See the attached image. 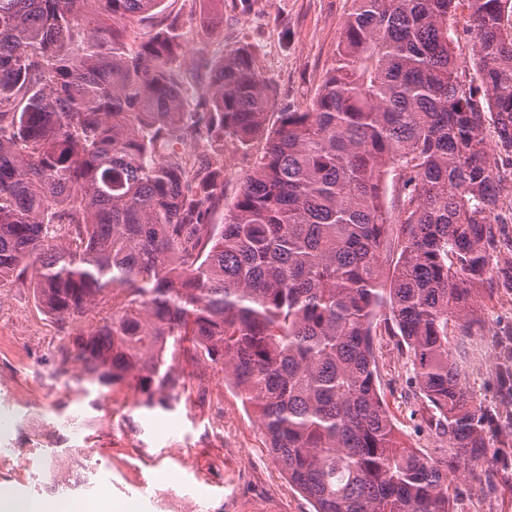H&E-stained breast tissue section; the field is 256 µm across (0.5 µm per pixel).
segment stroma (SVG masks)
<instances>
[{
	"instance_id": "obj_1",
	"label": "stroma",
	"mask_w": 512,
	"mask_h": 512,
	"mask_svg": "<svg viewBox=\"0 0 512 512\" xmlns=\"http://www.w3.org/2000/svg\"><path fill=\"white\" fill-rule=\"evenodd\" d=\"M350 0H163L162 15L178 17L186 55L181 64L193 83H207L212 64L226 50L246 46L271 85V109H302L317 95L334 61ZM253 155L224 154V199L210 221L220 224ZM492 297L478 300L480 325L473 336L450 334L449 345L464 373L468 394L489 408L499 429L488 440V459L472 464L473 478L449 483L457 512H512V396L502 392L489 363L512 346V274H495ZM68 326L45 319L29 284L0 288V500L62 503L66 494L38 492L42 459H18L28 435L17 421L32 406L45 419L46 444L65 437L96 463L83 501L108 497L138 503L140 512H313L265 446L255 415L230 387H222L223 423L198 391V379L220 372L217 364L179 362L185 386L170 411L135 409L136 392L124 385L44 388L54 370L55 346ZM373 346L380 390L400 436L435 460L447 443L427 424V401L410 381L396 337L377 330Z\"/></svg>"
}]
</instances>
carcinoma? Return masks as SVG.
<instances>
[{"mask_svg":"<svg viewBox=\"0 0 512 512\" xmlns=\"http://www.w3.org/2000/svg\"><path fill=\"white\" fill-rule=\"evenodd\" d=\"M163 0H0V287L30 281L67 337L57 371L128 382L173 409L171 361L222 364L314 512H455L448 471L484 460L448 331L512 270L493 214L512 157V0H470L467 79L448 19L462 0H351L305 110L272 112L244 47L189 90L175 17L137 47L118 25ZM99 4L112 28L83 21ZM262 144L224 197V146ZM393 176L399 193L388 205ZM398 337L448 458L405 446L380 395L373 332Z\"/></svg>","mask_w":512,"mask_h":512,"instance_id":"carcinoma-1","label":"carcinoma"}]
</instances>
